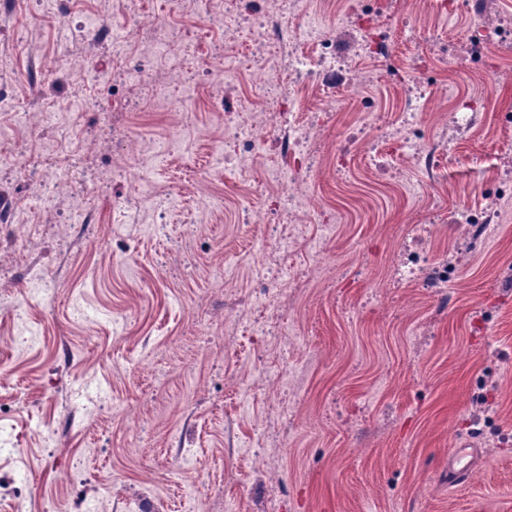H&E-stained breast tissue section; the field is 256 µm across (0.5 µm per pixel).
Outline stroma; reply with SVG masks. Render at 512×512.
Returning a JSON list of instances; mask_svg holds the SVG:
<instances>
[{
  "mask_svg": "<svg viewBox=\"0 0 512 512\" xmlns=\"http://www.w3.org/2000/svg\"><path fill=\"white\" fill-rule=\"evenodd\" d=\"M141 0L157 24L190 32L195 53L168 71L133 44L112 68L125 25L110 0H7L0 50V146L29 160L0 169V196L27 204L37 234L20 247L0 223V425L20 455L0 459V486L27 478L28 512H512V50L481 71L460 53L471 25L512 26V0L469 11L386 0L387 48L372 58L357 0H307L342 65L321 97L293 90L279 106L309 124L310 158L284 157L270 131L250 178L215 166L224 116L256 79L247 0L238 30L207 31L201 11ZM237 83L215 82L226 60ZM163 79L167 109L142 106L144 78ZM379 122H370L369 113ZM434 144L437 180L411 163L395 127ZM172 151L143 171L130 198V136ZM392 166L372 174L361 142ZM287 169L333 230L298 216L319 251L297 268L320 278L279 300L282 344L246 333L257 316L255 271L226 282L259 229L241 221L248 185ZM498 222L474 242V215ZM456 266L445 288L400 273V250ZM263 359L288 374L291 409L270 417ZM465 447L466 482L448 479ZM269 462H251L254 449ZM111 473L112 488L98 477Z\"/></svg>",
  "mask_w": 512,
  "mask_h": 512,
  "instance_id": "35a3bbf8",
  "label": "stroma"
}]
</instances>
